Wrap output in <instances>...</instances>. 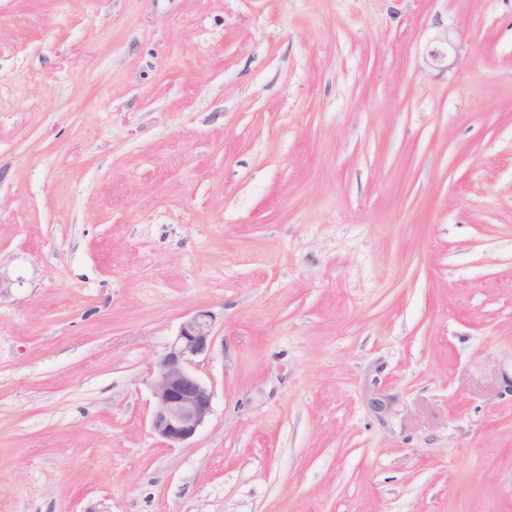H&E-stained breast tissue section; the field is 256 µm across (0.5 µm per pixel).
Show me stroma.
<instances>
[{
  "label": "stroma",
  "mask_w": 512,
  "mask_h": 512,
  "mask_svg": "<svg viewBox=\"0 0 512 512\" xmlns=\"http://www.w3.org/2000/svg\"><path fill=\"white\" fill-rule=\"evenodd\" d=\"M0 512H512V0H0ZM213 344L212 316L198 311L181 324L166 352L150 365V431L165 447H184L212 415L213 389L194 366L211 353Z\"/></svg>",
  "instance_id": "1"
}]
</instances>
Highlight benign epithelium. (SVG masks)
I'll return each instance as SVG.
<instances>
[{"mask_svg":"<svg viewBox=\"0 0 512 512\" xmlns=\"http://www.w3.org/2000/svg\"><path fill=\"white\" fill-rule=\"evenodd\" d=\"M214 344L213 320L206 311L188 317L166 352L148 371L153 398L150 431L164 446L181 448L213 412L214 392L194 371Z\"/></svg>","mask_w":512,"mask_h":512,"instance_id":"benign-epithelium-1","label":"benign epithelium"}]
</instances>
